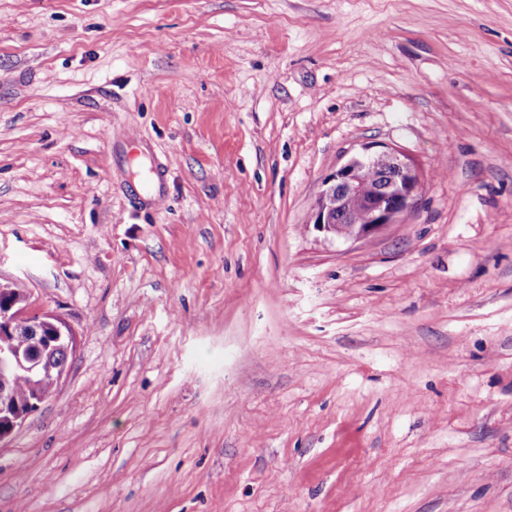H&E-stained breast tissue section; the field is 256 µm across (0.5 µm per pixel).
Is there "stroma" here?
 I'll list each match as a JSON object with an SVG mask.
<instances>
[{"instance_id":"obj_1","label":"stroma","mask_w":512,"mask_h":512,"mask_svg":"<svg viewBox=\"0 0 512 512\" xmlns=\"http://www.w3.org/2000/svg\"><path fill=\"white\" fill-rule=\"evenodd\" d=\"M0 283L75 335L0 512H512V0H0ZM380 147L375 151L365 147L324 179L308 227L312 225L332 241L366 240L386 225L397 223L415 205L422 190L418 171L403 153ZM368 168L384 172V184L377 190H371L366 181ZM359 213L364 216L363 224ZM345 214L354 216L352 222L338 224Z\"/></svg>"}]
</instances>
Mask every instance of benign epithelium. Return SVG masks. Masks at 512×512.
I'll return each instance as SVG.
<instances>
[{"mask_svg":"<svg viewBox=\"0 0 512 512\" xmlns=\"http://www.w3.org/2000/svg\"><path fill=\"white\" fill-rule=\"evenodd\" d=\"M369 168L379 169L385 175L383 186L374 191L365 178ZM421 190L418 171L406 155L385 146L375 151L366 147L324 179L312 209L310 225L328 240H366L386 225L397 223L400 216L415 205ZM345 214L353 215L351 223H339ZM20 323L28 324L38 335L49 328L56 342L69 348L75 346L72 329L58 315L51 312L32 314L28 312L26 299L0 302V338L13 335ZM0 368L22 370L30 375L51 374L57 383L64 375L62 371L54 374L44 362L2 345ZM44 402L45 399L38 395L29 402L27 412H15L10 387L1 379L0 418H7L9 425L0 428V441L9 437Z\"/></svg>","mask_w":512,"mask_h":512,"instance_id":"1","label":"benign epithelium"}]
</instances>
